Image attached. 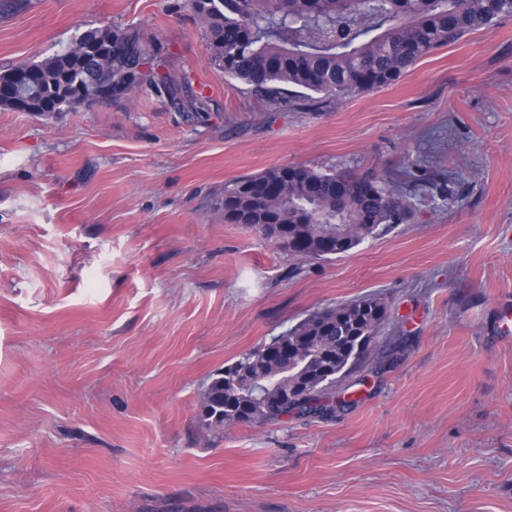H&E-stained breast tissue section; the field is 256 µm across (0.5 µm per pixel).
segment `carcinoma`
Instances as JSON below:
<instances>
[{
    "label": "carcinoma",
    "mask_w": 512,
    "mask_h": 512,
    "mask_svg": "<svg viewBox=\"0 0 512 512\" xmlns=\"http://www.w3.org/2000/svg\"><path fill=\"white\" fill-rule=\"evenodd\" d=\"M219 73L270 110L388 87L417 62L512 17V0H187ZM136 31L90 28L60 53L0 71V109L53 115L146 85L188 119L208 114L204 87L164 69ZM413 216L406 196L350 169L286 165L224 186V223L261 224L291 257L341 256ZM385 321L375 298L317 311L209 381L202 427L336 411V382Z\"/></svg>",
    "instance_id": "cac0c4a2"
}]
</instances>
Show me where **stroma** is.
<instances>
[{"instance_id":"35a3bbf8","label":"stroma","mask_w":512,"mask_h":512,"mask_svg":"<svg viewBox=\"0 0 512 512\" xmlns=\"http://www.w3.org/2000/svg\"><path fill=\"white\" fill-rule=\"evenodd\" d=\"M107 26L208 85L209 117L150 88L0 110V512H512V19L315 112L221 77L184 0H30L0 71ZM293 164L415 216L332 259L225 223V185ZM366 296L388 319L355 405L200 427L213 374Z\"/></svg>"}]
</instances>
